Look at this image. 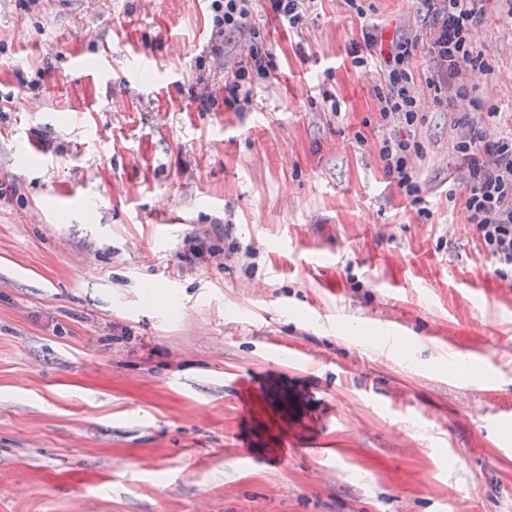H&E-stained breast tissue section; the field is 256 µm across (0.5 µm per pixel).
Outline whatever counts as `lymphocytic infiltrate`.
I'll use <instances>...</instances> for the list:
<instances>
[{
  "mask_svg": "<svg viewBox=\"0 0 512 512\" xmlns=\"http://www.w3.org/2000/svg\"><path fill=\"white\" fill-rule=\"evenodd\" d=\"M486 0H445L439 23L427 39L405 38L397 43L386 61L383 81L376 88L382 119L395 118L414 125L420 110L409 64L413 51L425 46L428 54L445 75L449 99L467 97V72L474 70L476 59L470 47V30L485 12ZM214 25L219 32H245L250 36L247 55L254 70H238L224 84V102L233 106L249 100L251 74H264L267 54L257 30L248 29V0H212ZM468 171L469 191L465 199L468 219L485 253L499 265L512 268V139L489 134L466 135L458 142ZM422 152L413 139L383 140L379 149L387 176L414 197L419 186L413 171V159Z\"/></svg>",
  "mask_w": 512,
  "mask_h": 512,
  "instance_id": "lymphocytic-infiltrate-1",
  "label": "lymphocytic infiltrate"
}]
</instances>
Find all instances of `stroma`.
<instances>
[{
    "label": "stroma",
    "instance_id": "35a3bbf8",
    "mask_svg": "<svg viewBox=\"0 0 512 512\" xmlns=\"http://www.w3.org/2000/svg\"><path fill=\"white\" fill-rule=\"evenodd\" d=\"M358 3L250 0L271 66L231 107L210 0H0V512H512V300L456 150L512 135V0L468 100L415 49L410 128L352 48L437 16ZM407 133L417 206L379 155ZM452 361L458 366V372L462 379L476 385L483 384L487 372L470 355L456 353L452 357Z\"/></svg>",
    "mask_w": 512,
    "mask_h": 512
}]
</instances>
